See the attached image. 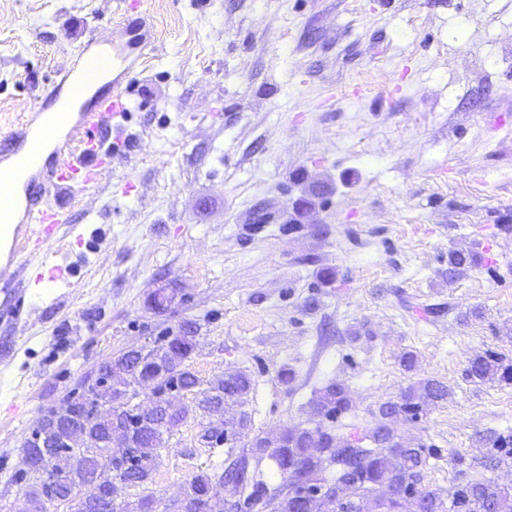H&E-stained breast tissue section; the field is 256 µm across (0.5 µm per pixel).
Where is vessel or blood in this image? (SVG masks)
I'll list each match as a JSON object with an SVG mask.
<instances>
[{"label": "vessel or blood", "instance_id": "vessel-or-blood-1", "mask_svg": "<svg viewBox=\"0 0 512 512\" xmlns=\"http://www.w3.org/2000/svg\"><path fill=\"white\" fill-rule=\"evenodd\" d=\"M124 46L102 39L91 41L77 56L63 80L69 91L79 92L96 65L119 66ZM113 94L99 101L95 110L72 113L70 109L39 113L37 120L23 124L10 148H0V250L6 253L11 269L10 280L16 284L11 296L13 314L21 316L26 296L25 287L33 271L45 268L50 261V247L61 236L74 232L73 225L62 223L60 209L75 190H87L98 185L102 173L98 160L99 137L110 129L113 119L127 110V88L121 78L112 80ZM64 129L58 147L66 158L58 169L47 168L41 160L39 142L48 129ZM50 182L54 203L28 195L17 202L15 185L18 180Z\"/></svg>", "mask_w": 512, "mask_h": 512}]
</instances>
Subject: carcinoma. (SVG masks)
Returning <instances> with one entry per match:
<instances>
[{
    "label": "carcinoma",
    "instance_id": "carcinoma-1",
    "mask_svg": "<svg viewBox=\"0 0 512 512\" xmlns=\"http://www.w3.org/2000/svg\"><path fill=\"white\" fill-rule=\"evenodd\" d=\"M473 259L470 252H448V273L472 264ZM196 342V329L188 326L179 335L180 354L172 353L167 342L147 351L150 374L160 378L157 400H163L162 394L173 386L199 390L194 408L184 405L174 411L162 410L147 422L141 421L131 402L143 368L125 353L112 358L111 389L89 386L84 396L92 407H110L115 420H85L75 429L54 435L56 447H76L78 451L58 458L63 482L48 484L32 478L29 503L33 512H41L46 501L60 494L68 497V512H102L95 505L102 495L93 494L92 482L101 466L112 463L114 427L130 431L131 448L127 464L115 465L113 479L122 484L133 479L139 486L151 479L157 451L165 447L192 411L209 417L217 406L224 405V427L207 424L204 438L211 445L235 441L250 424L243 407L253 391L251 376L233 370L206 381L200 379L186 365ZM468 377L474 382L510 384L512 361L493 352L479 355L472 360ZM448 395V387L440 382H420L402 393L399 401L379 404L372 412L375 424L361 436L340 435L320 423L313 429L293 426L278 436L260 437L257 446L250 449L251 458L258 464L265 458L273 461L280 482L271 486L260 472L248 470V457H237L219 479L224 497L210 496L208 512H224V501L242 496L258 501L261 512H308L303 499L290 493L295 481L328 493L320 512H360L363 503L371 504V512H512V490L492 480L468 482L447 495L423 485L426 448L402 437L395 423L398 416L415 417L424 408L447 400ZM351 407L350 391L339 382L328 384L312 400L313 414L329 420ZM213 486L212 476L202 471L191 478L187 490L199 498Z\"/></svg>",
    "mask_w": 512,
    "mask_h": 512
}]
</instances>
